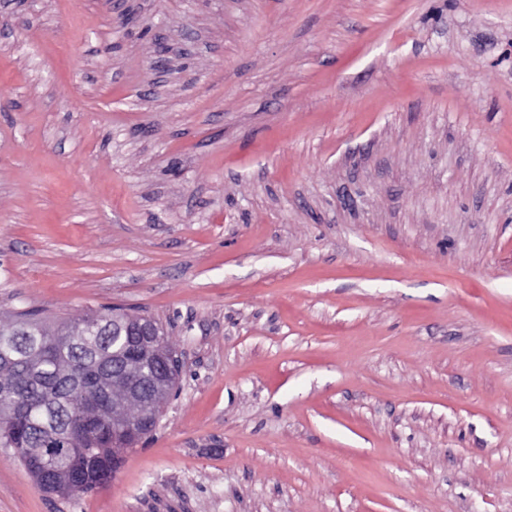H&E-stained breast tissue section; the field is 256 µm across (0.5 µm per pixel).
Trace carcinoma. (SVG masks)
Here are the masks:
<instances>
[{
	"instance_id": "cac0c4a2",
	"label": "carcinoma",
	"mask_w": 512,
	"mask_h": 512,
	"mask_svg": "<svg viewBox=\"0 0 512 512\" xmlns=\"http://www.w3.org/2000/svg\"><path fill=\"white\" fill-rule=\"evenodd\" d=\"M126 337L112 335V309L62 322H48L33 311L18 312L0 323V409L14 412L0 421V446L12 448L33 478L42 468L36 448H66L70 462L83 470L78 498L108 482L122 457L112 440L122 429L112 427V408L102 411L104 398L121 404L137 422L151 413L147 399L128 396L103 376V359L122 350Z\"/></svg>"
}]
</instances>
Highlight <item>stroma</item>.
Instances as JSON below:
<instances>
[{"label":"stroma","mask_w":512,"mask_h":512,"mask_svg":"<svg viewBox=\"0 0 512 512\" xmlns=\"http://www.w3.org/2000/svg\"><path fill=\"white\" fill-rule=\"evenodd\" d=\"M8 25L0 312L119 305L184 365L78 499L0 447V512H512V0Z\"/></svg>","instance_id":"stroma-1"}]
</instances>
